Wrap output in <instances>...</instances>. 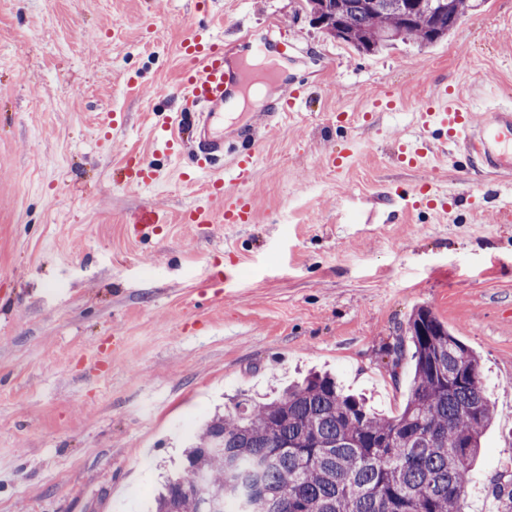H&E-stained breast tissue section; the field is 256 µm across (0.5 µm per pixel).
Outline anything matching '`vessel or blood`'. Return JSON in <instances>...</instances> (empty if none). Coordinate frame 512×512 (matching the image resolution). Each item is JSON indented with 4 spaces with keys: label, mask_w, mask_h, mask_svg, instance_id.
<instances>
[{
    "label": "vessel or blood",
    "mask_w": 512,
    "mask_h": 512,
    "mask_svg": "<svg viewBox=\"0 0 512 512\" xmlns=\"http://www.w3.org/2000/svg\"><path fill=\"white\" fill-rule=\"evenodd\" d=\"M271 39L252 42L250 54L265 60L263 80L275 81L281 76L280 66L270 63ZM182 50L189 60L183 73L181 88L193 113L191 124L171 120L163 129L166 148L181 152L185 143H192L197 157V170L210 171L230 164L234 178L246 182L257 162L259 129L274 119L287 118L300 99L292 91L263 112L258 124L240 125L236 148L226 152L224 123L228 118L224 107L233 94L247 92L254 79L244 64L231 63L224 50V38L212 29L189 27L184 35ZM422 130L437 128L445 135L449 146L478 163L490 175L512 172V100L492 98L483 105L480 114H472L455 98L440 94L419 114ZM251 218L250 202L245 195L224 189L223 176L216 175L208 186V198L187 210L188 224H211L222 220L227 224H246Z\"/></svg>",
    "instance_id": "vessel-or-blood-1"
}]
</instances>
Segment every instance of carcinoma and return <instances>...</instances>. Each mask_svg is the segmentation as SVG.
<instances>
[{
    "mask_svg": "<svg viewBox=\"0 0 512 512\" xmlns=\"http://www.w3.org/2000/svg\"><path fill=\"white\" fill-rule=\"evenodd\" d=\"M336 12L339 41L374 54L394 41L447 38L475 0H307ZM413 378L400 412L383 416L328 373L267 403L224 407L185 450L155 512H466L481 438L492 424L478 357L429 309L408 322ZM495 495L512 512V473Z\"/></svg>",
    "mask_w": 512,
    "mask_h": 512,
    "instance_id": "obj_1",
    "label": "carcinoma"
}]
</instances>
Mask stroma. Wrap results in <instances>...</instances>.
Returning a JSON list of instances; mask_svg holds the SVG:
<instances>
[{"mask_svg": "<svg viewBox=\"0 0 512 512\" xmlns=\"http://www.w3.org/2000/svg\"><path fill=\"white\" fill-rule=\"evenodd\" d=\"M303 0H0V512H148L185 439L227 398L262 400L311 368L397 412L412 361L389 362L421 306L478 356L496 419L466 512H500L512 471V178L437 145L416 114L437 90L480 112L512 98V0L452 35L361 55ZM274 39L300 113L262 135L249 224H185L208 176L156 143L183 101L188 25ZM122 116L102 132L103 113ZM434 143L423 166L402 140ZM357 142L343 170L327 157ZM161 175L120 183L128 156ZM449 212L405 209L422 184ZM167 221L133 231L145 208ZM232 284H225V276Z\"/></svg>", "mask_w": 512, "mask_h": 512, "instance_id": "stroma-1", "label": "stroma"}]
</instances>
